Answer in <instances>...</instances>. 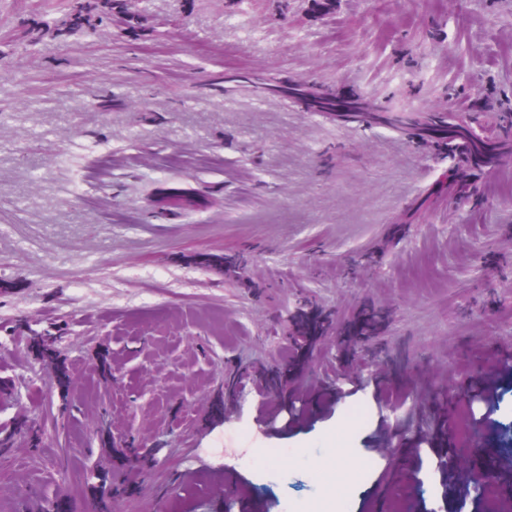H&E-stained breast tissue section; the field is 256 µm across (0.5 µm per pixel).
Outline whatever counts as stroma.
<instances>
[{
  "label": "stroma",
  "mask_w": 512,
  "mask_h": 512,
  "mask_svg": "<svg viewBox=\"0 0 512 512\" xmlns=\"http://www.w3.org/2000/svg\"><path fill=\"white\" fill-rule=\"evenodd\" d=\"M63 12L0 0V512H492L436 461L483 392L512 482V159L464 199L446 150L259 84L512 149V0H125L15 44ZM119 0L104 1V8L111 12L120 7ZM97 13V5L92 0H69L66 17L59 21H45L41 25L31 27L27 24L19 25L18 41L21 44H30L43 36H61L65 32L96 31L106 16Z\"/></svg>",
  "instance_id": "stroma-1"
}]
</instances>
